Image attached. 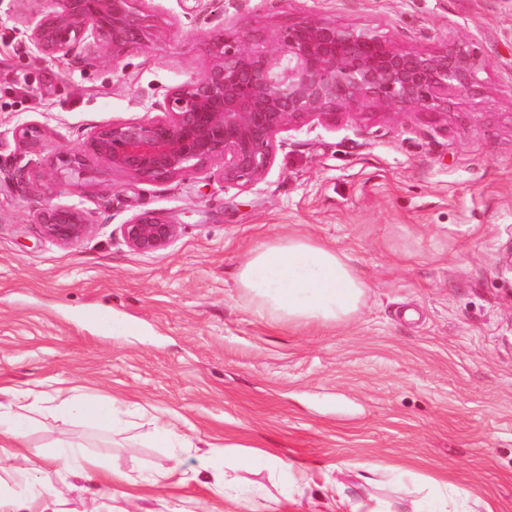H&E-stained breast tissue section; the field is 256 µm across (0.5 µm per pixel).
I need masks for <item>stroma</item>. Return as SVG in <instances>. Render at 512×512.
I'll use <instances>...</instances> for the list:
<instances>
[{
	"label": "stroma",
	"mask_w": 512,
	"mask_h": 512,
	"mask_svg": "<svg viewBox=\"0 0 512 512\" xmlns=\"http://www.w3.org/2000/svg\"><path fill=\"white\" fill-rule=\"evenodd\" d=\"M11 5L0 0V387L78 386L115 400L118 421L32 412L25 446L43 474L1 468L0 496L35 506L49 487L60 512H350L423 500L439 482L465 489L473 512H512V275L499 270L512 248V0H149L166 26L116 69L40 57ZM311 11L402 47L466 41L481 85L444 114L289 132L249 188L216 169L136 183L93 158L83 178L61 173L94 130L198 77L216 34L247 28L264 44ZM24 122L44 126L42 148L18 143ZM48 204L85 209L93 232L45 240L34 218ZM145 210L179 226L150 256L118 232ZM291 235L344 253L368 282L354 321L272 325L237 288L251 250ZM94 309L108 321H87ZM156 415L190 447H157ZM68 446L82 469L56 462ZM221 448L253 459L233 501L203 464ZM271 454L310 486L271 470Z\"/></svg>",
	"instance_id": "stroma-1"
}]
</instances>
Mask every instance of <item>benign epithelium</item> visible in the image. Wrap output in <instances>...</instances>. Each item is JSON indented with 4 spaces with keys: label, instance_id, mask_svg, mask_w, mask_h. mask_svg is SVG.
<instances>
[{
    "label": "benign epithelium",
    "instance_id": "benign-epithelium-1",
    "mask_svg": "<svg viewBox=\"0 0 512 512\" xmlns=\"http://www.w3.org/2000/svg\"><path fill=\"white\" fill-rule=\"evenodd\" d=\"M15 23L44 58L117 68L147 47L164 19L146 0H13ZM200 76L173 86L146 109L148 116L94 131L82 152L64 160L82 176L90 155L147 184H165L221 167L224 184L263 181L285 134L312 123L334 126L370 109L400 114L447 110L448 93L480 85L479 65L465 42L441 49L399 48L379 31L312 12L280 29L266 46L246 31L211 39ZM25 146L40 129L19 126ZM44 238L70 245L94 229L78 206L46 205L36 215ZM124 243L141 255L165 250L179 225L142 211L119 225Z\"/></svg>",
    "mask_w": 512,
    "mask_h": 512
}]
</instances>
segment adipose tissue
<instances>
[{"instance_id": "1", "label": "adipose tissue", "mask_w": 512, "mask_h": 512, "mask_svg": "<svg viewBox=\"0 0 512 512\" xmlns=\"http://www.w3.org/2000/svg\"><path fill=\"white\" fill-rule=\"evenodd\" d=\"M258 314L291 328L340 327L360 313L369 290L348 257L320 242L292 236L257 247L236 273ZM75 410L92 425L111 421L112 405L88 398L80 388L0 387V432L25 437L27 411L39 404Z\"/></svg>"}]
</instances>
